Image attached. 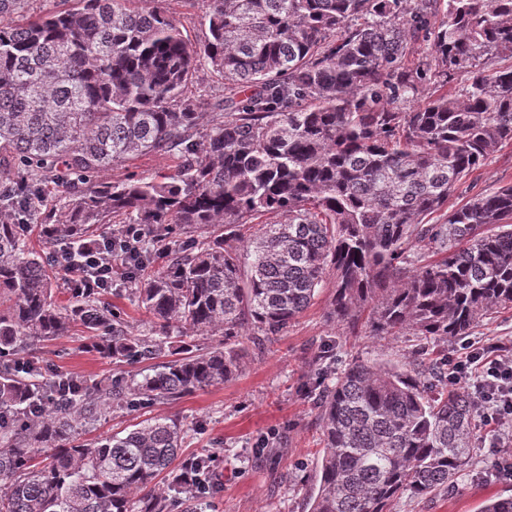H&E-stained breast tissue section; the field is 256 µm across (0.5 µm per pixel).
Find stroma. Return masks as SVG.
Instances as JSON below:
<instances>
[{"label": "stroma", "instance_id": "obj_1", "mask_svg": "<svg viewBox=\"0 0 512 512\" xmlns=\"http://www.w3.org/2000/svg\"><path fill=\"white\" fill-rule=\"evenodd\" d=\"M510 184L512 145L467 177L448 206L456 208L476 194ZM331 298V289H323L298 322L267 341L262 350L241 346L243 366L234 380L173 404L113 409L98 425L97 434H112L151 416L178 419L187 431L183 457L207 450L216 453V486L204 499V512H309L321 438L312 392L323 382L309 364L312 353L325 347L342 364L357 357L401 367L414 361L418 349L406 336L346 333L327 318ZM29 358L46 370L91 380L135 371L134 366L103 358L81 333L35 347ZM273 429L279 432L274 450L256 453L259 440ZM491 458L490 449H479L453 492L422 498L406 495L393 512H480L487 499L512 495V481L487 476Z\"/></svg>", "mask_w": 512, "mask_h": 512}]
</instances>
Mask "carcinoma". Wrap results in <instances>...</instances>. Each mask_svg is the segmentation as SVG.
I'll use <instances>...</instances> for the list:
<instances>
[{
  "label": "carcinoma",
  "mask_w": 512,
  "mask_h": 512,
  "mask_svg": "<svg viewBox=\"0 0 512 512\" xmlns=\"http://www.w3.org/2000/svg\"><path fill=\"white\" fill-rule=\"evenodd\" d=\"M27 2L0 0V512H201L185 485L154 484L180 422L83 435L115 405L234 378L242 339L263 346L327 286V318L373 336L456 339L512 308V185L446 211L512 145V67H486L512 55V0H199L196 45L162 0ZM205 68L224 80L219 112L186 95ZM148 153L173 172L109 178ZM108 217L147 230L124 277L140 333L105 291L59 287L76 272L51 274L23 230L89 246ZM77 327L114 362L165 361L89 383L26 359ZM196 336L224 342L195 352ZM317 406L310 512L449 493L478 437V408L434 365L355 360Z\"/></svg>",
  "instance_id": "cac0c4a2"
}]
</instances>
